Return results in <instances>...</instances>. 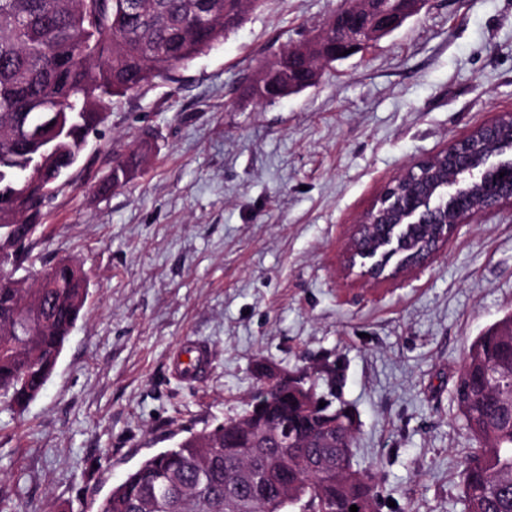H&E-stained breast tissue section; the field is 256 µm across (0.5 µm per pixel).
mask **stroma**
Listing matches in <instances>:
<instances>
[{
  "instance_id": "35a3bbf8",
  "label": "stroma",
  "mask_w": 512,
  "mask_h": 512,
  "mask_svg": "<svg viewBox=\"0 0 512 512\" xmlns=\"http://www.w3.org/2000/svg\"><path fill=\"white\" fill-rule=\"evenodd\" d=\"M345 2L263 0L210 50L112 97L16 273L28 287L73 261L88 298L41 395L0 403V512H96L146 458L243 416L260 361L335 368L380 512H464L476 443L453 393L471 342L512 312V204L397 278L344 261L403 171L512 113V0H426L314 86L254 98L259 72ZM187 339L210 350L196 381L172 369Z\"/></svg>"
}]
</instances>
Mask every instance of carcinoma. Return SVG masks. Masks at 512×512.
I'll use <instances>...</instances> for the list:
<instances>
[{
	"instance_id": "cac0c4a2",
	"label": "carcinoma",
	"mask_w": 512,
	"mask_h": 512,
	"mask_svg": "<svg viewBox=\"0 0 512 512\" xmlns=\"http://www.w3.org/2000/svg\"><path fill=\"white\" fill-rule=\"evenodd\" d=\"M208 31H198L199 0H147L145 13L128 12L127 0H0V239L14 238L28 254L27 223L39 224L41 198L55 181L43 174L16 179L41 162L30 134L52 140L56 164L80 155L87 133L115 95L135 91L224 39V11L239 14L262 0H211ZM47 288H0V402L23 408L36 399L57 356L81 317L88 288L67 262L52 266ZM318 382L307 381L310 408L300 411L262 388L275 426L288 417L291 436L271 439L263 455L303 451L313 459L336 456L340 416L322 417ZM453 400L479 443L464 463L465 512H512V313L470 344ZM235 421L192 432L145 459L101 500L98 512H242L229 492L233 469L256 451ZM299 487L279 496L273 483L248 512H347L370 508L379 494L353 466H319L299 474Z\"/></svg>"
}]
</instances>
